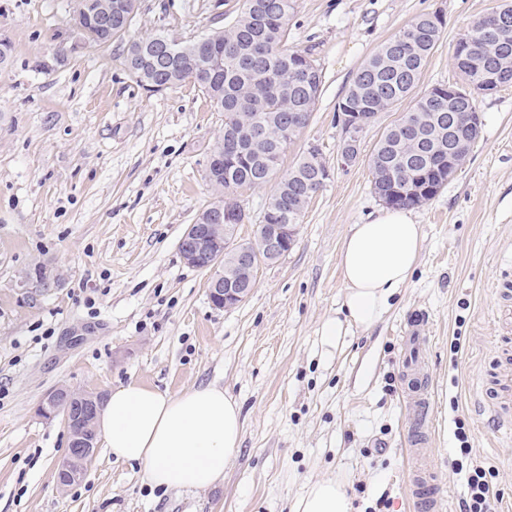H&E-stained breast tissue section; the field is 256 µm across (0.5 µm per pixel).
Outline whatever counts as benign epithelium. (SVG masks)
Segmentation results:
<instances>
[{
	"label": "benign epithelium",
	"mask_w": 512,
	"mask_h": 512,
	"mask_svg": "<svg viewBox=\"0 0 512 512\" xmlns=\"http://www.w3.org/2000/svg\"><path fill=\"white\" fill-rule=\"evenodd\" d=\"M139 10V0H77L73 26L79 38L87 45H105L112 41V23L129 24ZM204 48L198 57L188 56L183 62L189 71L187 80H193L196 73L223 65L224 47L210 46L211 37L204 34L190 40ZM184 38H164L155 46V55L160 59L175 58L184 54ZM500 71L494 65L485 66L483 76L475 89L477 94H487L500 88ZM463 101L465 109L451 116L454 129L461 136L448 148V178L457 174V152L463 142L472 136L481 135V113L476 111L473 95L456 87L448 88V103ZM310 115L292 112L288 115V126L284 136L292 137L308 125ZM341 141L337 160L342 165L358 161L362 132L367 129L357 112H343L339 115ZM207 180L213 190V199L201 211L195 223L187 226L178 245L183 261L190 267L210 272L208 293L213 306L231 309L242 303L254 288L263 265L274 262L290 251L295 245L299 231L297 224H259L254 237L248 241L237 239L240 223L246 220V213L238 202L237 195L224 194L223 158L211 156L206 171ZM231 255V263L224 264L225 254ZM103 395L88 391L57 387L47 392L40 401L38 412L51 419L58 415L72 435V448L60 460L55 471L56 485L65 489L84 475L93 461L99 447V431L96 418Z\"/></svg>",
	"instance_id": "7a95c632"
}]
</instances>
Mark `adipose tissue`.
<instances>
[{"label": "adipose tissue", "instance_id": "ef3b65f1", "mask_svg": "<svg viewBox=\"0 0 512 512\" xmlns=\"http://www.w3.org/2000/svg\"><path fill=\"white\" fill-rule=\"evenodd\" d=\"M421 240L407 209H383L352 225L340 254L345 311L322 322L323 345L336 346L350 327H370L387 312L413 275ZM99 427L117 461L140 466L150 484L167 489L218 485L242 437L240 408L215 383L175 395L136 381L120 385L106 396ZM292 512H352L345 482L311 483Z\"/></svg>", "mask_w": 512, "mask_h": 512}]
</instances>
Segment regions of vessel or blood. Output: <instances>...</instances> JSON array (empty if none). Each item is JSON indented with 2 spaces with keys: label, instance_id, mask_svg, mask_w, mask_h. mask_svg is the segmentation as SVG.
Returning <instances> with one entry per match:
<instances>
[{
  "label": "vessel or blood",
  "instance_id": "1",
  "mask_svg": "<svg viewBox=\"0 0 512 512\" xmlns=\"http://www.w3.org/2000/svg\"><path fill=\"white\" fill-rule=\"evenodd\" d=\"M427 317L421 316L407 324L403 359V399L414 406L417 414L414 427L406 436L407 477L405 493L418 512H438L435 496L436 476L425 463L428 443L427 418L430 387L427 366L420 347L427 343ZM483 404L494 423L512 421V354L501 353L491 376L490 386L482 394Z\"/></svg>",
  "mask_w": 512,
  "mask_h": 512
}]
</instances>
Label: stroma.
<instances>
[{
	"label": "stroma",
	"instance_id": "1",
	"mask_svg": "<svg viewBox=\"0 0 512 512\" xmlns=\"http://www.w3.org/2000/svg\"><path fill=\"white\" fill-rule=\"evenodd\" d=\"M501 0H295L288 39L311 50L324 82L310 121L283 156L287 171L309 146L331 168L305 211L294 247L263 266L249 297L212 305L208 274L185 265L178 242L212 199L206 169L221 113L187 82L141 88L124 65L127 39L165 27L190 38L232 22L243 0H140L126 39L77 41L75 0H0V512H290L317 480L348 485L353 512H409L404 439L413 411L401 397L398 336L426 312L432 385L429 464L442 512H459L473 467L492 470L493 494L512 512V434L493 430L472 402L492 372L496 342L512 340V313L496 294L512 281V86L479 95L480 140L428 203L419 265L372 327L333 349L322 321L339 314V262L352 225L381 209L367 158L400 109L381 113L360 159L336 156V108L385 40L440 12L443 35L420 86L454 84L457 38ZM60 270L50 288H23L37 265ZM138 381L175 394L216 383L238 401L241 445L224 480L167 490L141 467L99 448L83 478L59 489L54 471L70 432L36 408L60 385L89 392ZM472 452L461 456L458 430Z\"/></svg>",
	"mask_w": 512,
	"mask_h": 512
}]
</instances>
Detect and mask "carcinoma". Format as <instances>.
Returning <instances> with one entry per match:
<instances>
[{"instance_id":"1","label":"carcinoma","mask_w":512,"mask_h":512,"mask_svg":"<svg viewBox=\"0 0 512 512\" xmlns=\"http://www.w3.org/2000/svg\"><path fill=\"white\" fill-rule=\"evenodd\" d=\"M261 0H244L242 9L228 31H212L217 39L228 42L224 47V66L211 74L203 73L194 85L209 100L224 97L227 93L238 96L239 106L233 112H222L224 127L240 131V161L224 163V190L255 189L276 181L273 194L263 212L265 217L280 215L293 196L303 198L301 209L308 207L317 189L310 185L311 167L315 157L304 153L296 164L282 175L277 168L282 155L292 139H284L282 131L288 122V113L314 110L323 83L322 70L312 54L288 46V35L294 13V0H275L278 4L273 18L253 17ZM444 25L435 28L428 22V14L421 15L415 23L399 30L381 44L363 63L355 75V91L350 94L353 110L387 112L414 97L413 105L405 115L421 124L431 119L432 112L448 111V102L437 105L426 89L418 95L422 72L433 48L439 41ZM467 32L473 36L477 53L491 61L507 51L512 53V30L501 33L483 25L475 18ZM313 67L316 73L313 84L300 82L298 74L303 67ZM253 126H263L267 131L264 151L253 153L248 149L247 132ZM448 153L436 152L415 143L409 136L398 132V125L384 129L368 157L371 184L379 189L378 177L388 171L394 182L396 208H415L426 196L415 191L411 173L429 170L430 186L442 188L448 177Z\"/></svg>"}]
</instances>
